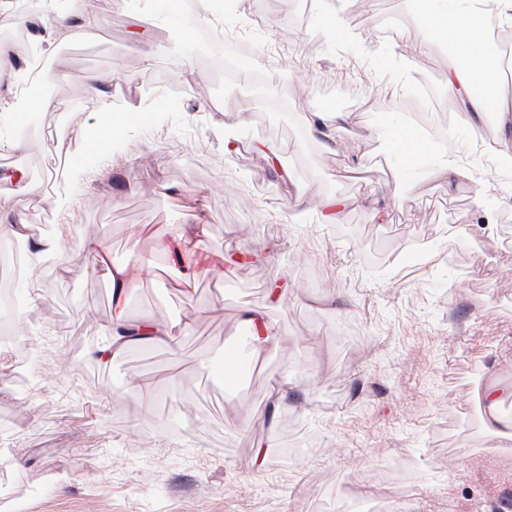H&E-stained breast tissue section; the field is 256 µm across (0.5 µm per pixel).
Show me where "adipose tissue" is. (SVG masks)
Listing matches in <instances>:
<instances>
[{"label":"adipose tissue","instance_id":"obj_1","mask_svg":"<svg viewBox=\"0 0 512 512\" xmlns=\"http://www.w3.org/2000/svg\"><path fill=\"white\" fill-rule=\"evenodd\" d=\"M489 4L494 5L501 20H512V0H418L426 26L441 32L464 60L462 66L449 69L445 93L448 97L459 98L465 111L478 115L500 100L501 61L481 39L478 27ZM86 19L87 14L80 6L57 16L37 36L43 54H54L57 42L73 38L83 29ZM107 81V76L100 74L86 78L88 90L99 97L102 115L89 135V146L95 150L111 147L131 120L128 113L113 111L110 98L101 95L100 88ZM90 250L96 266L104 269L112 288V315L104 328L107 341L93 351V358L104 363L131 342L167 343L182 332V325L176 323L156 319L130 321L127 299L139 285L140 268L134 264H109L105 248L98 245H91Z\"/></svg>","mask_w":512,"mask_h":512}]
</instances>
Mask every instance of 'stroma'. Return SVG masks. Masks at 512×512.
Masks as SVG:
<instances>
[{
	"label": "stroma",
	"mask_w": 512,
	"mask_h": 512,
	"mask_svg": "<svg viewBox=\"0 0 512 512\" xmlns=\"http://www.w3.org/2000/svg\"><path fill=\"white\" fill-rule=\"evenodd\" d=\"M314 2L308 17L288 0L260 19L259 0H238L250 65L276 64L260 82L224 79L200 26L183 36L145 0H90L89 23L60 43L66 72L51 93L66 111L42 113L43 127L85 152L99 119L92 73L108 75L114 111L138 119L77 175L43 128L0 151V220L55 225L72 258L16 278L0 252V284L27 309L0 346L9 512H360L367 498L374 512H499L512 496V447L486 434L482 402L491 384L512 387L502 121L444 93L448 46L413 0ZM329 12L343 25L323 29ZM424 80L437 103L408 120L456 155L465 175L447 185L433 162L410 183L383 125ZM234 100L248 110H225ZM335 111L345 121L330 122ZM16 163L36 193L7 182ZM381 188L378 217L363 200ZM186 224L208 227L191 280L178 259ZM159 240L128 314L189 332L176 351L132 345L98 363L112 292L87 247L121 265ZM416 242L426 256L410 253ZM275 285L282 301L268 297ZM247 308L278 342L228 386L219 373ZM27 352L23 393L13 366ZM140 380L154 389L148 410ZM276 380L292 385L277 407ZM282 448L298 451L284 467Z\"/></svg>",
	"instance_id": "obj_1"
}]
</instances>
